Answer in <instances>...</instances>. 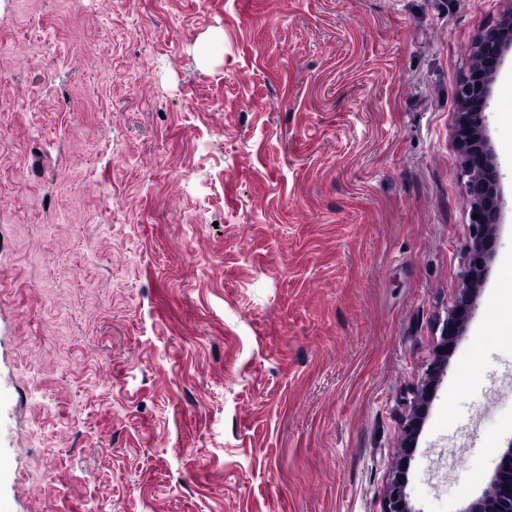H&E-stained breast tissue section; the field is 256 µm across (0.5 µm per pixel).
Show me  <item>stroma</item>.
Returning <instances> with one entry per match:
<instances>
[{
    "instance_id": "stroma-1",
    "label": "stroma",
    "mask_w": 512,
    "mask_h": 512,
    "mask_svg": "<svg viewBox=\"0 0 512 512\" xmlns=\"http://www.w3.org/2000/svg\"><path fill=\"white\" fill-rule=\"evenodd\" d=\"M512 0H0V512H382L466 261L452 138ZM502 222L408 470L512 444Z\"/></svg>"
}]
</instances>
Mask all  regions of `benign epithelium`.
<instances>
[{
    "label": "benign epithelium",
    "instance_id": "7a95c632",
    "mask_svg": "<svg viewBox=\"0 0 512 512\" xmlns=\"http://www.w3.org/2000/svg\"><path fill=\"white\" fill-rule=\"evenodd\" d=\"M512 50V8L500 23L484 29L473 47L474 62L461 80L456 98L453 138L461 160V177L471 201L466 264L460 273L453 305L448 309L425 376L403 400L401 422L403 451L396 458L387 484L382 512H412L408 501L409 458L427 418L435 387L451 358L458 338L476 310L475 293L484 282L492 258V245L500 223L502 198L500 172L486 136V108L491 86L504 56ZM463 512H512V444L501 456L483 494Z\"/></svg>",
    "mask_w": 512,
    "mask_h": 512
}]
</instances>
